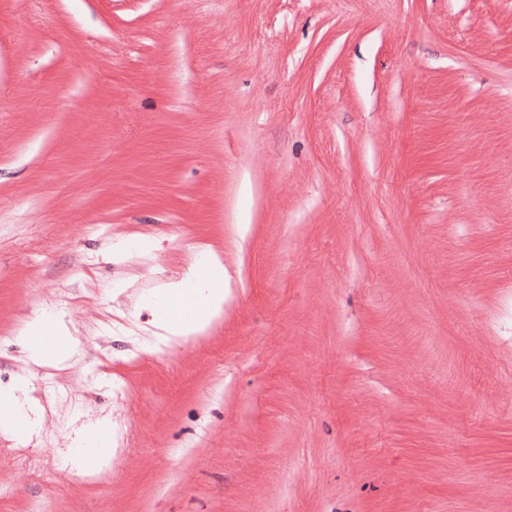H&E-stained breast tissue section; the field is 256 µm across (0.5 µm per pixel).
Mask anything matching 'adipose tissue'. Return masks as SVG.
Segmentation results:
<instances>
[{
  "instance_id": "1",
  "label": "adipose tissue",
  "mask_w": 512,
  "mask_h": 512,
  "mask_svg": "<svg viewBox=\"0 0 512 512\" xmlns=\"http://www.w3.org/2000/svg\"><path fill=\"white\" fill-rule=\"evenodd\" d=\"M207 265L208 275L204 280H196L194 271L190 270L181 279L162 283L152 295L150 304L159 345L167 347L203 333L223 312L224 266L214 256L208 258ZM184 301L192 304V315L175 316L174 305ZM0 399L13 407L12 415L0 418V429L15 433L20 442L31 441L38 432L42 408L31 396L29 381L19 380L10 391L0 394Z\"/></svg>"
}]
</instances>
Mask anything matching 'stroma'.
Returning <instances> with one entry per match:
<instances>
[{"mask_svg":"<svg viewBox=\"0 0 512 512\" xmlns=\"http://www.w3.org/2000/svg\"><path fill=\"white\" fill-rule=\"evenodd\" d=\"M206 252L223 314L156 348ZM22 378L0 512H512V0H0ZM31 384L26 379L19 380L15 386L8 392L0 393V401H8L13 407L11 408L0 403V429L12 432L21 443L31 441L34 434H38L39 418L42 413V407L37 400L30 396ZM18 420H23L26 429L21 431L17 428ZM107 424L110 427V433L108 436L101 442V450L99 452V466L107 467L112 462V458L115 456L117 451V442L112 433V425L108 420L99 421L96 425L80 430L76 432L75 437L73 438V444L69 448L68 458L74 462V464H78L79 456L75 451V448H79L81 444L87 437V431L95 428L98 425ZM74 453V454H73Z\"/></svg>","mask_w":512,"mask_h":512,"instance_id":"obj_1","label":"stroma"}]
</instances>
